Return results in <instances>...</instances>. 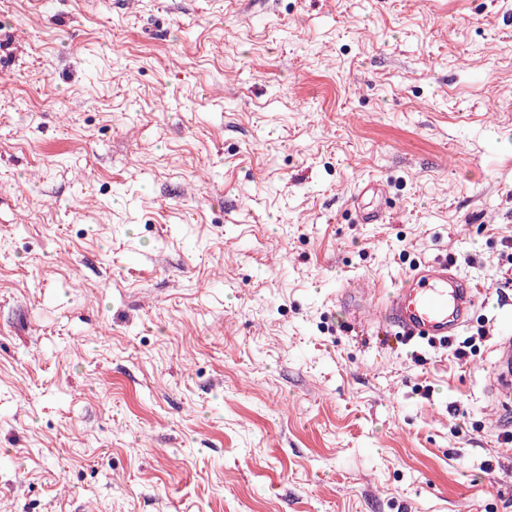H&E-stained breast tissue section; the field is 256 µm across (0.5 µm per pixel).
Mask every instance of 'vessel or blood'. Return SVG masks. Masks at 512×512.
<instances>
[{"label":"vessel or blood","mask_w":512,"mask_h":512,"mask_svg":"<svg viewBox=\"0 0 512 512\" xmlns=\"http://www.w3.org/2000/svg\"><path fill=\"white\" fill-rule=\"evenodd\" d=\"M478 304V293L448 261L413 269L400 288L376 292L357 284L342 298L345 316L361 323L367 308L387 322L408 342L447 341L467 324ZM488 392L502 406L512 405V336L500 337L495 346Z\"/></svg>","instance_id":"obj_1"}]
</instances>
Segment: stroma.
I'll use <instances>...</instances> for the list:
<instances>
[{
	"label": "stroma",
	"mask_w": 512,
	"mask_h": 512,
	"mask_svg": "<svg viewBox=\"0 0 512 512\" xmlns=\"http://www.w3.org/2000/svg\"><path fill=\"white\" fill-rule=\"evenodd\" d=\"M511 267L512 0H0V512H512ZM342 297L350 322L359 324L373 306L406 343L447 342L467 324L478 304L477 289L448 260L417 266L400 288L370 291L364 283ZM494 351L493 372L487 388L497 403L508 408L512 400V336H501Z\"/></svg>",
	"instance_id": "obj_1"
}]
</instances>
